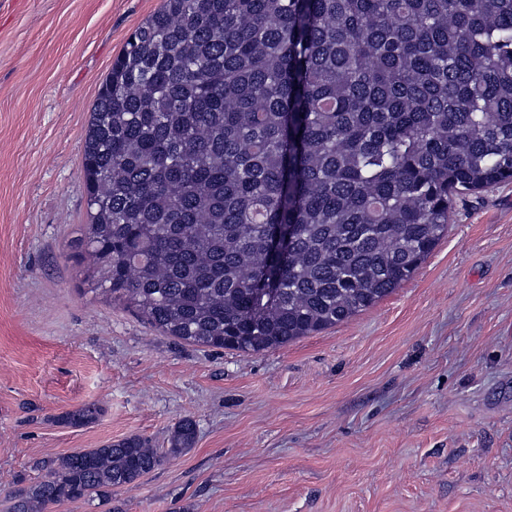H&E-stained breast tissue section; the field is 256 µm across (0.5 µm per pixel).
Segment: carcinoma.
Masks as SVG:
<instances>
[{
    "mask_svg": "<svg viewBox=\"0 0 512 512\" xmlns=\"http://www.w3.org/2000/svg\"><path fill=\"white\" fill-rule=\"evenodd\" d=\"M83 179L85 277L152 327L253 353L334 327L512 180V0H163L99 88ZM196 438L71 453L9 512L107 504Z\"/></svg>",
    "mask_w": 512,
    "mask_h": 512,
    "instance_id": "cac0c4a2",
    "label": "carcinoma"
}]
</instances>
